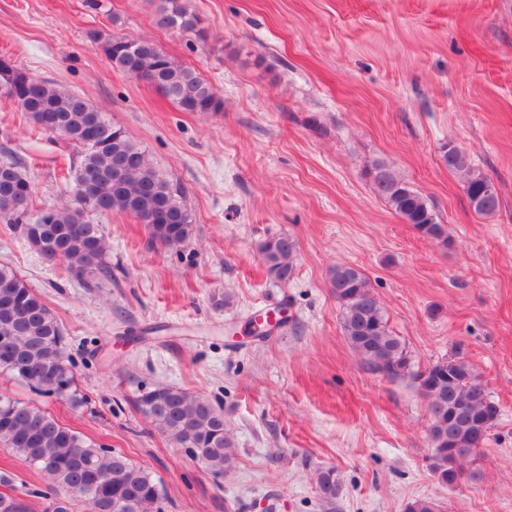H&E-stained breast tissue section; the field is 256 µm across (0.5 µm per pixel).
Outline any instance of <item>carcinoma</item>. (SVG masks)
Wrapping results in <instances>:
<instances>
[{
    "label": "carcinoma",
    "instance_id": "obj_1",
    "mask_svg": "<svg viewBox=\"0 0 512 512\" xmlns=\"http://www.w3.org/2000/svg\"><path fill=\"white\" fill-rule=\"evenodd\" d=\"M157 23L175 31H194L199 18L182 0H156ZM91 38L112 68L139 72L184 112H218L216 89L193 70L163 53L155 43L129 37ZM0 97L11 100L43 133H68L78 157L70 164L65 199L32 208L33 186L19 161L0 159V223L18 232L40 254L59 259L74 276L109 274L108 244L92 216L121 214L146 224L150 240L180 246L191 231V215L181 187L161 174L148 154L87 100L62 86L41 80L13 65L0 66ZM448 169L463 176L470 206L481 215L496 212L499 198L489 177L473 168L464 150L444 146ZM366 175L394 213L419 234L448 246V230L432 205L385 162L376 161ZM259 252L269 275L288 282L294 271L296 242L287 235L263 241ZM342 307L344 334L368 369L388 379L406 376L426 400L430 437L437 440L429 468L444 486L459 482L462 462L476 461L499 415L487 385L468 360L437 362L413 369L401 338L389 328L380 302L365 274L350 264H336L328 274ZM0 372L44 397L83 403L73 389V362L66 354L64 331L53 311L13 267L0 264ZM141 412L215 476L236 463L233 435L224 412L209 400L176 386H158L138 398ZM0 447L8 448L50 480L41 492L47 512H73L83 501L88 512H162L161 489L151 474L126 456L85 440L51 413L30 402L0 395ZM316 486L327 504L336 503L342 480L335 468L321 470ZM64 491L60 497L55 488ZM404 512H439L431 498L409 501Z\"/></svg>",
    "mask_w": 512,
    "mask_h": 512
}]
</instances>
